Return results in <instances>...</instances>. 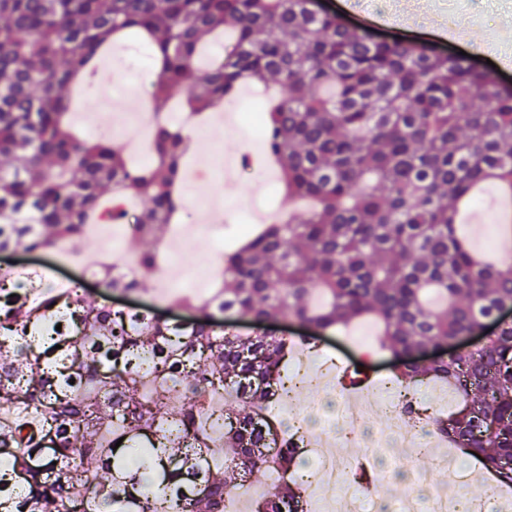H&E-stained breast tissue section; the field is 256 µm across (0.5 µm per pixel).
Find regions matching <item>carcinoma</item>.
<instances>
[{
  "label": "carcinoma",
  "mask_w": 512,
  "mask_h": 512,
  "mask_svg": "<svg viewBox=\"0 0 512 512\" xmlns=\"http://www.w3.org/2000/svg\"><path fill=\"white\" fill-rule=\"evenodd\" d=\"M312 4L0 0L1 251L73 250L89 226L125 224L147 243L130 274L101 261L91 272L108 290L148 291L192 150L170 117L176 91L202 119L247 82L274 90L259 132L283 198L305 201L225 252L212 293L177 300L197 311L187 324L74 287L35 294L0 270V512H226L272 471L252 512H308L304 485L285 478L303 438L270 412L290 392L296 343L230 333L217 319L229 311L300 320L310 346L373 321L408 420L512 487V321L477 349L424 354L512 305V257L480 259L458 230L475 190L512 202V86L469 56L377 41ZM122 36L144 38L159 69L146 166L71 123V93ZM368 377L362 360L342 382ZM431 380L456 391V409L414 400Z\"/></svg>",
  "instance_id": "1"
}]
</instances>
